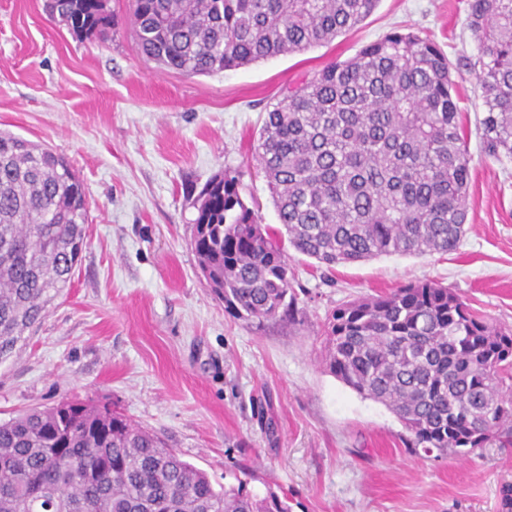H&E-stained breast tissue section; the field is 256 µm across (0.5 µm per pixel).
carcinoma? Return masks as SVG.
Returning a JSON list of instances; mask_svg holds the SVG:
<instances>
[{
  "instance_id": "obj_1",
  "label": "carcinoma",
  "mask_w": 512,
  "mask_h": 512,
  "mask_svg": "<svg viewBox=\"0 0 512 512\" xmlns=\"http://www.w3.org/2000/svg\"><path fill=\"white\" fill-rule=\"evenodd\" d=\"M379 0H132L139 52L158 72L212 75L331 42ZM59 22L108 39L107 0H57ZM479 42L486 155L512 157V0H469ZM448 57L399 30L331 62L266 112L256 154L282 229L260 224L240 173L194 199L191 245L224 309L246 322L293 316L285 245L331 271L372 257L448 253L465 234L470 156ZM83 183L67 158L0 132V363L41 324L86 246ZM325 366L384 405L413 451L512 444V330L421 281L333 309ZM79 461L74 468L71 461ZM0 512H289L247 482L217 489L122 413L62 401L0 422Z\"/></svg>"
}]
</instances>
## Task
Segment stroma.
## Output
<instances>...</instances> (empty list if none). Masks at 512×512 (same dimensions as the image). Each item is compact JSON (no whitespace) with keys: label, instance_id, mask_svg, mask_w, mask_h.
Returning <instances> with one entry per match:
<instances>
[{"label":"stroma","instance_id":"obj_1","mask_svg":"<svg viewBox=\"0 0 512 512\" xmlns=\"http://www.w3.org/2000/svg\"><path fill=\"white\" fill-rule=\"evenodd\" d=\"M46 4L0 0V130L69 160L88 240L69 288L0 364V419L67 399L108 404L215 487L242 479L287 494L292 512H512V446L414 454L392 412L322 363L332 309L424 280L512 328V158L481 149V92L463 66L478 54L467 0H379L329 44L205 76L157 72L128 29L78 39ZM395 29L433 40L452 65L471 155L463 241L327 275L288 250L295 317L233 318L198 267L188 193L239 171L263 225L278 228L252 158L267 109Z\"/></svg>","mask_w":512,"mask_h":512}]
</instances>
